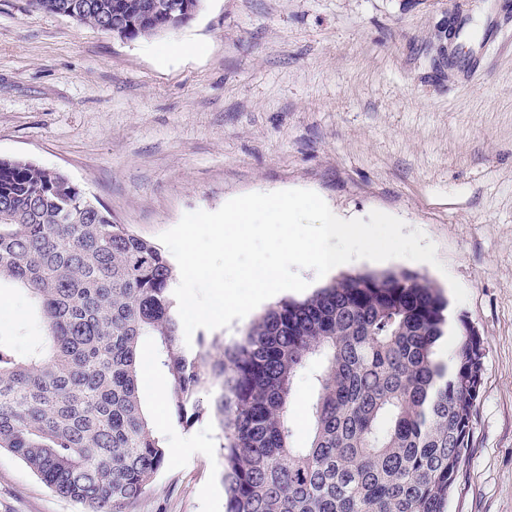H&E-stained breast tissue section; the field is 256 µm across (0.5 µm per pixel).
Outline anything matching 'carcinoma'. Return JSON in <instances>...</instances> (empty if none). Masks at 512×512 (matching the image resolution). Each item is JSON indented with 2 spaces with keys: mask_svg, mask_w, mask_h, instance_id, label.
Returning a JSON list of instances; mask_svg holds the SVG:
<instances>
[{
  "mask_svg": "<svg viewBox=\"0 0 512 512\" xmlns=\"http://www.w3.org/2000/svg\"><path fill=\"white\" fill-rule=\"evenodd\" d=\"M165 0H30L122 39L184 25ZM26 291L36 335L0 344V449L84 512H124L165 466L143 407L141 341L155 345L172 423L214 414L224 512H446L473 434L484 341L425 277L343 273L283 298L212 356L185 345L176 272L64 172L0 160V282ZM454 333L447 353L441 344ZM309 441L291 396L310 364ZM217 383L206 405L199 393Z\"/></svg>",
  "mask_w": 512,
  "mask_h": 512,
  "instance_id": "carcinoma-1",
  "label": "carcinoma"
}]
</instances>
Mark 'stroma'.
<instances>
[{
    "label": "stroma",
    "instance_id": "stroma-1",
    "mask_svg": "<svg viewBox=\"0 0 512 512\" xmlns=\"http://www.w3.org/2000/svg\"><path fill=\"white\" fill-rule=\"evenodd\" d=\"M461 16L464 56L437 71L436 36ZM176 40L202 50L163 55ZM1 158L62 170L151 241L186 213L286 189L422 230L439 266H379L460 282L450 315L485 342L448 512H512V0H201L176 32L134 40L0 0ZM1 304L0 343L25 351L24 291L1 284ZM152 356L141 390L169 457L126 512H224L221 428L210 415L171 427ZM0 512L83 510L1 450Z\"/></svg>",
    "mask_w": 512,
    "mask_h": 512
}]
</instances>
